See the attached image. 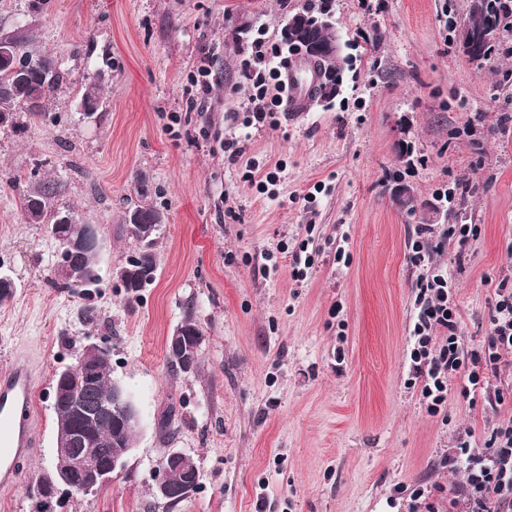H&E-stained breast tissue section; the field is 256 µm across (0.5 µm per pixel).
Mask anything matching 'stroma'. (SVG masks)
<instances>
[{
    "mask_svg": "<svg viewBox=\"0 0 512 512\" xmlns=\"http://www.w3.org/2000/svg\"><path fill=\"white\" fill-rule=\"evenodd\" d=\"M308 2L0 0V33L27 21L29 51L69 72L41 116L0 127V269L17 283L0 305V367L31 370L38 417L0 512H36L54 375L100 339L141 424L111 483L57 493L53 512H405L388 504L396 486L451 488L458 474L436 463L457 436L480 440L512 418L511 404H468L455 378L444 415L428 414L407 355L419 225L474 231L464 255L451 247L439 259L456 282L466 344L489 336L495 290L512 284V43L467 58L457 32L468 0H331L345 61L337 95L248 124L240 58L257 28L281 43ZM208 47L215 79L201 110L185 88ZM106 58L103 104L82 119L77 92ZM224 138L239 139L241 157L221 150ZM272 171L273 193H260L256 178ZM398 177L423 211L393 200ZM140 178L165 222L157 278L131 301L113 270L134 251L121 222ZM48 181L56 206L100 227L101 280L87 293L55 285L58 247L22 209L21 194ZM458 181L469 192L445 203ZM305 238L314 264L298 281L291 255ZM88 304L98 323L79 317ZM189 315L204 333L200 367L173 376L167 340ZM167 414L169 439L159 429ZM171 448L191 455L201 478L170 508L153 474Z\"/></svg>",
    "mask_w": 512,
    "mask_h": 512,
    "instance_id": "obj_1",
    "label": "stroma"
}]
</instances>
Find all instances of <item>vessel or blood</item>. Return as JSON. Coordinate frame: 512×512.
Returning <instances> with one entry per match:
<instances>
[{
    "instance_id": "b4317fda",
    "label": "vessel or blood",
    "mask_w": 512,
    "mask_h": 512,
    "mask_svg": "<svg viewBox=\"0 0 512 512\" xmlns=\"http://www.w3.org/2000/svg\"><path fill=\"white\" fill-rule=\"evenodd\" d=\"M315 68L303 54H293L283 70L289 111L304 110L314 92ZM33 382L30 372L11 368L0 373V487L15 486L21 461L33 446Z\"/></svg>"
}]
</instances>
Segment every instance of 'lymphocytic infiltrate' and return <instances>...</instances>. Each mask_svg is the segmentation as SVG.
<instances>
[{
  "label": "lymphocytic infiltrate",
  "mask_w": 512,
  "mask_h": 512,
  "mask_svg": "<svg viewBox=\"0 0 512 512\" xmlns=\"http://www.w3.org/2000/svg\"><path fill=\"white\" fill-rule=\"evenodd\" d=\"M283 62L277 44L258 37L241 61L251 84L249 103L256 122L282 100L278 81ZM467 225H448L433 233L430 225L417 229L410 260L420 267L413 301V344L408 351L413 378L422 402L431 415L441 413L448 395V381L458 378L460 395L468 402L487 396L490 405L504 404L502 391H490V380L499 376L506 354L512 353V289L499 285L491 318L492 329L477 347L466 345L458 334L457 311L450 301L454 282L447 269L432 266L435 254L446 246L464 248ZM442 467L461 474L447 500L433 499L431 490L417 487L410 494L408 512H512V420L489 426L483 442L460 438L453 455L443 456Z\"/></svg>",
  "instance_id": "lymphocytic-infiltrate-1"
}]
</instances>
